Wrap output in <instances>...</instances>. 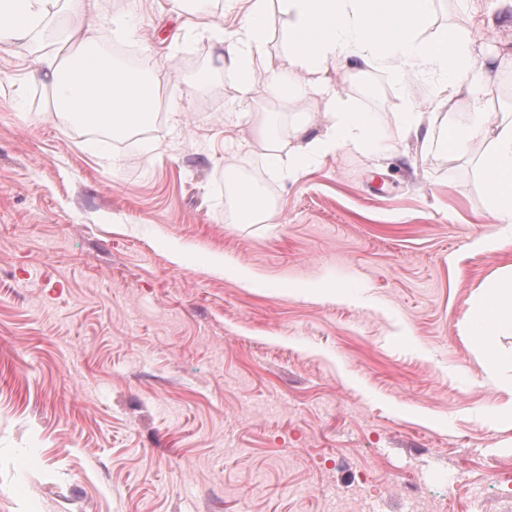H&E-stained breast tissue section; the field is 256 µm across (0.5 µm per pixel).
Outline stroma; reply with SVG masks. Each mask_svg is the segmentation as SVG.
Segmentation results:
<instances>
[{"instance_id":"1","label":"stroma","mask_w":512,"mask_h":512,"mask_svg":"<svg viewBox=\"0 0 512 512\" xmlns=\"http://www.w3.org/2000/svg\"><path fill=\"white\" fill-rule=\"evenodd\" d=\"M101 2L63 22L161 60L145 139L104 142L52 112L31 73L56 41L0 44V512H336L365 475L371 512L419 496L512 512V422L496 417L512 364L487 358L512 335L473 336L468 313L512 271V249L473 247L496 229L490 137L421 153L398 116L434 111L435 82L339 60V92L399 154L342 150L287 178L259 124L284 142L320 132V98L284 103L262 79L242 94L164 0ZM474 16L512 52L502 0H439L434 25ZM230 165L264 184L269 222H230ZM214 256L256 280L204 272Z\"/></svg>"}]
</instances>
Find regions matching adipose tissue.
Listing matches in <instances>:
<instances>
[{"instance_id": "adipose-tissue-1", "label": "adipose tissue", "mask_w": 512, "mask_h": 512, "mask_svg": "<svg viewBox=\"0 0 512 512\" xmlns=\"http://www.w3.org/2000/svg\"><path fill=\"white\" fill-rule=\"evenodd\" d=\"M100 0H0V44L37 40L41 32L59 22L71 8L94 14ZM181 13L189 34L208 38L220 51L225 67L250 91L258 75H266L273 93L304 97L324 96L328 123L323 133L309 136L297 127L295 146L288 152L273 148L272 162L288 160V175H302L320 159L353 146L373 155L384 152L377 142L375 116L352 109L328 82L329 63L350 60L353 68L385 69L398 75L437 74V102L458 97L469 100L459 118L429 121L415 107L401 113L406 137L422 150L433 148L460 154L485 130H492L491 148L480 162V175L489 189V208L499 231L476 245L494 252L512 245V113L486 111L481 95L490 79L488 59L477 40L447 26L432 30L437 0H241L243 18L232 37L214 20L199 0H170ZM284 20V51L280 65L268 69L266 43L272 13ZM38 78L50 87L52 108L70 121L111 128L121 139L142 126L155 110L153 77L159 59L144 57L137 66L111 62L110 51L94 32L65 29L54 52L43 54ZM232 220L261 224L269 217L254 188L225 170ZM469 317L478 335L512 331V280L488 285L470 303Z\"/></svg>"}]
</instances>
